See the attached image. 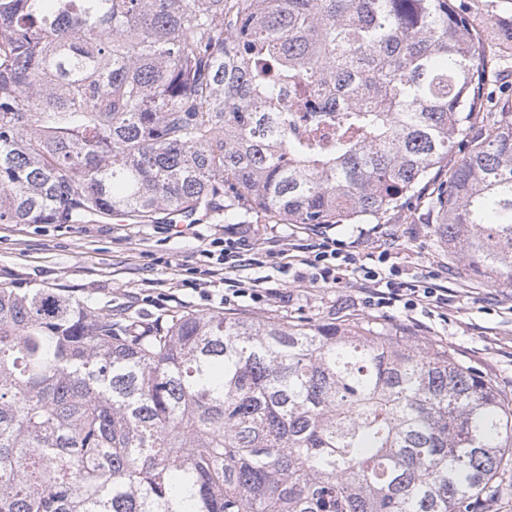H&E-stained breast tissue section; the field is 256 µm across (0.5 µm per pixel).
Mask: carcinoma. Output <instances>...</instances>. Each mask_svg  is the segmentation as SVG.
Returning a JSON list of instances; mask_svg holds the SVG:
<instances>
[{
    "label": "carcinoma",
    "instance_id": "cac0c4a2",
    "mask_svg": "<svg viewBox=\"0 0 512 512\" xmlns=\"http://www.w3.org/2000/svg\"><path fill=\"white\" fill-rule=\"evenodd\" d=\"M452 0H0V224L379 219L512 288V113ZM512 405L355 319L151 324L0 284V512H496ZM484 102V112H480L472 134L484 128L482 125L486 124L487 120L483 124L480 123L482 116L492 120L497 118L500 112L512 113V56L504 57L497 63L494 78L485 86Z\"/></svg>",
    "mask_w": 512,
    "mask_h": 512
}]
</instances>
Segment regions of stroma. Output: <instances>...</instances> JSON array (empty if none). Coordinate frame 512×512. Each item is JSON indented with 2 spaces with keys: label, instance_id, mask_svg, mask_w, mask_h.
Wrapping results in <instances>:
<instances>
[{
  "label": "stroma",
  "instance_id": "obj_1",
  "mask_svg": "<svg viewBox=\"0 0 512 512\" xmlns=\"http://www.w3.org/2000/svg\"><path fill=\"white\" fill-rule=\"evenodd\" d=\"M484 37L512 22V0H463ZM485 111L512 113V56L502 58L485 86ZM435 169L418 197L380 221L309 226L285 224L256 208L236 207L180 231L169 224H0V283L63 288L111 307L114 313L151 321L174 310L197 314L276 316L286 321L368 320L399 325L425 342H439L512 398V288L476 282L436 240L427 200L447 179ZM245 235L255 260L236 271L245 292L224 300V281L202 271L201 254L229 231ZM346 243L362 264L377 266L380 253L401 279L426 277L447 289L439 308L368 307L358 288L295 282L303 259L323 237Z\"/></svg>",
  "mask_w": 512,
  "mask_h": 512
}]
</instances>
